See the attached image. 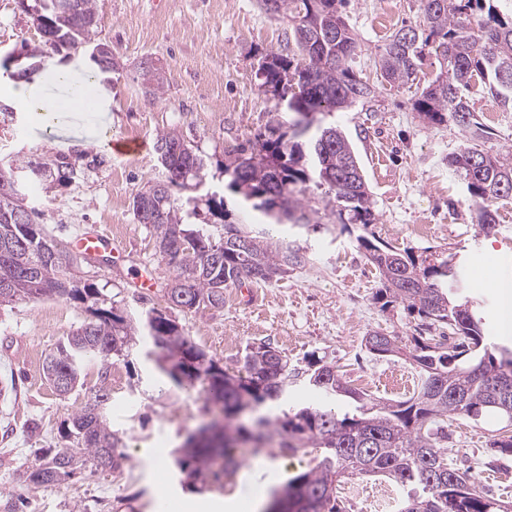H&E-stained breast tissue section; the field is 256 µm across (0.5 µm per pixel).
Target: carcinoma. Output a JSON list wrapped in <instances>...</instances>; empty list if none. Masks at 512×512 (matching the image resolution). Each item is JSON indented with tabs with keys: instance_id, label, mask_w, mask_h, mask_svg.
I'll return each instance as SVG.
<instances>
[{
	"instance_id": "1",
	"label": "carcinoma",
	"mask_w": 512,
	"mask_h": 512,
	"mask_svg": "<svg viewBox=\"0 0 512 512\" xmlns=\"http://www.w3.org/2000/svg\"><path fill=\"white\" fill-rule=\"evenodd\" d=\"M346 0H260L266 13L288 21L293 52L273 49L261 54L256 76L260 88L287 101L289 120L265 125L224 162L228 189L239 203L270 221L296 224L314 231L306 204L310 183L334 194L343 229L377 223L368 183L355 150L336 125L335 113L369 102L376 89L356 76L351 66L361 51L342 7ZM31 15L41 42L23 48L26 68L18 78L39 73L47 50H78L96 43V0H18ZM438 58L440 71L416 95L413 109L432 125L451 124L467 143L448 155V166L466 182L477 214L478 233L497 224L499 201L512 196V153L485 152L468 141L483 132L465 92L480 82L512 108V17H502L494 0H420L418 20L395 31L378 48L375 61L389 84L412 85L426 53ZM143 85L155 98L165 80L156 68L142 71ZM155 151L167 157L166 179L132 199L138 223L153 229L156 247L175 271L168 284L170 308L197 314L224 306V289L268 283L308 261L304 248L253 236L239 224H224L216 239L209 224H189L183 202L173 189L189 190L207 178V161L176 130L157 135ZM77 174L76 161L57 154L45 161L15 159L0 172V306L43 298H65L86 305L89 318L46 359L51 383L67 380V393L80 382L86 362L105 365L129 351L136 327L117 308L97 305V290L80 285L71 268L75 257L61 242L47 239L23 193L31 177L64 182ZM380 275L375 294L381 307L401 305L410 314L447 328L467 339L448 348L422 336L412 348L397 336L373 331L365 347L378 357L410 355L424 376L417 394L396 404H383L343 382L336 367L321 359L302 372L307 385L327 398L346 396L360 404L356 416L338 417L322 406L283 410L262 418V428L249 430L234 423L249 402L281 404L288 395V357L270 344L249 349L246 376L231 375L197 347L168 316L153 310L142 322L157 350L158 369L176 383L180 375L208 382L213 401L224 411V431L190 442L176 459L181 470L205 482L235 464L230 448L238 442L279 438L285 450L310 444L322 449L317 467L288 480L283 495L287 512H342L337 483L346 474L387 477L399 486L415 485L422 494L410 497L401 512H504L502 501L476 488L459 468L448 462L440 446L444 424L458 416L476 418L496 412L512 420V352L484 350L483 322L475 302L460 299L462 270L446 260L419 266L413 256L369 238L356 237ZM110 399L100 386L95 399L71 415L60 430L68 446L23 463L17 481L26 487L58 488L87 462L102 457L115 462L122 445L105 418Z\"/></svg>"
}]
</instances>
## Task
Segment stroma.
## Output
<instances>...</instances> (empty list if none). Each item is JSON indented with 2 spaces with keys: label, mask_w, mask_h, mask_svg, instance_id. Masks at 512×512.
<instances>
[{
  "label": "stroma",
  "mask_w": 512,
  "mask_h": 512,
  "mask_svg": "<svg viewBox=\"0 0 512 512\" xmlns=\"http://www.w3.org/2000/svg\"><path fill=\"white\" fill-rule=\"evenodd\" d=\"M393 5V28L415 21L419 0H348L343 14L356 32L361 50L353 64L376 96L336 115L351 141L366 177L381 241L410 251L417 259L437 256L479 271L465 293L485 319L486 341L512 350V329L497 323L504 306L502 284L512 285V197L498 203V225L489 236L477 234L466 183L448 166V156L463 142L459 130L423 122L413 110L415 88L393 86L380 77L375 53L385 41L375 16ZM288 24L266 14L257 0H98L97 38L112 48L120 64L108 80L95 83L96 103L89 112L59 113L51 127L35 124L22 111H0V159H46L71 149L100 155L102 163L80 166L75 181L27 184L36 198L47 237L70 243L86 227L110 234L120 252L106 263L75 264L81 282L98 291L102 308L118 306L131 318L154 309L168 312L165 287L173 273L155 248L152 229L137 223L135 193L164 180L153 149L159 133L173 129L209 163L199 200L223 196L231 222L252 232L296 241L308 262L283 278L224 291V305L197 315L176 313L185 336L234 375L244 374L250 345L266 341L284 352L290 367L304 370L311 357L332 362L349 387L359 378L365 391L382 402L404 400L418 391L421 376L406 357L378 358L364 338L378 330L400 338L435 335L403 307L381 309L374 299L379 274L356 242L359 225L343 231L323 190L309 188L308 204L325 232L293 226L268 227L240 210L220 169L228 154L271 119L287 120L284 102L263 93L253 63L257 54L288 49ZM41 36L17 0H0V55ZM161 68L163 95H145L143 66ZM478 122L487 128L480 149L512 151V111L481 88L470 94ZM114 138L146 141L135 165L114 174L121 156L110 149ZM156 283L154 292L136 288V276ZM73 301L50 298L0 307V491L19 494L22 512H187L186 502L211 498L234 502L233 512H249L246 490L269 498L273 489L310 471L320 449L284 451L269 445L260 452L236 448V466L219 480L201 483L181 473L173 462L188 433L217 412L207 386H180L159 372L145 340L108 366L93 363L66 395L48 380L45 358L85 320ZM237 345L225 351V337ZM111 400L107 420L122 438L123 457L112 468L87 464L55 490L21 487L16 469L36 460L41 450L62 445L59 431L69 415L92 402L100 386ZM506 421L487 413L478 419L450 421L443 440L448 458L490 496L512 502V455L491 457L489 441ZM390 482L382 476H354L339 487L343 512H383Z\"/></svg>",
  "instance_id": "1"
}]
</instances>
